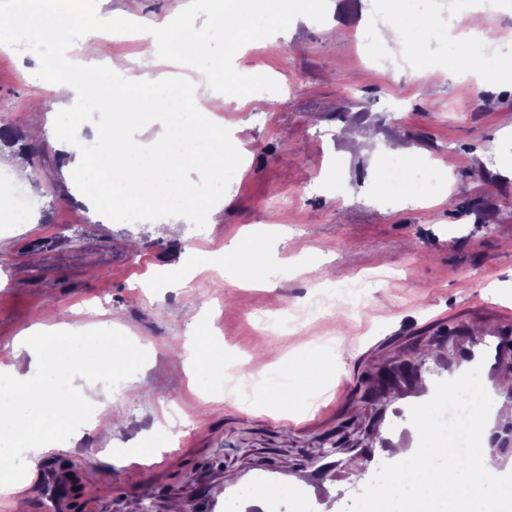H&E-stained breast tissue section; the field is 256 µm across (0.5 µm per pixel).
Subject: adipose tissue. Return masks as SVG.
<instances>
[{"mask_svg": "<svg viewBox=\"0 0 512 512\" xmlns=\"http://www.w3.org/2000/svg\"><path fill=\"white\" fill-rule=\"evenodd\" d=\"M408 3L409 0H379L381 11L391 15L394 23L376 32L375 45L382 50L392 41H401L406 56L421 63L426 57L424 32L430 20L412 16ZM39 4L37 22L25 27H1L0 42H23L34 49L47 44L58 55L67 57L66 67L54 69L46 77L55 97L69 107L65 121L56 130L55 141L62 156L82 152L79 174L98 209L110 217L147 212L163 204L155 191L161 179H173L189 165L214 172L223 170L227 161L223 153L204 155L199 151L201 141L217 144L224 140V126L214 119L215 113L224 109V95L212 89V76L194 68L203 49V36H189L183 28L170 23L140 31V38L165 45L166 54L144 52L131 67L114 73L103 64L102 41L103 31L116 24L112 16L89 21L84 0H39ZM205 9L208 17L223 21L224 50L229 54L238 52L243 36L260 34L259 29L245 26L246 16L263 14L271 25L288 21L285 0H207ZM77 30L83 31L84 36L76 43L71 36ZM171 66L183 70L186 78L204 89L195 102L197 120L183 125L177 133L178 148H171L167 139H160L152 150L153 163L140 165L136 162L142 154L138 141L126 138L117 147L100 143L99 130L86 121L85 111L91 108L109 116L112 100L103 95V86L114 83L128 90L131 106L124 110L120 122L121 127L127 128L137 124L141 102H148L152 111H165L171 99L167 72ZM103 168L121 176V190L111 189L98 178L97 173Z\"/></svg>", "mask_w": 512, "mask_h": 512, "instance_id": "obj_1", "label": "adipose tissue"}]
</instances>
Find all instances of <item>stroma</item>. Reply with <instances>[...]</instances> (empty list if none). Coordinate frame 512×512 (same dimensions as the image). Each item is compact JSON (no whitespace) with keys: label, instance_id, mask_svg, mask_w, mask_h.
<instances>
[{"label":"stroma","instance_id":"35a3bbf8","mask_svg":"<svg viewBox=\"0 0 512 512\" xmlns=\"http://www.w3.org/2000/svg\"><path fill=\"white\" fill-rule=\"evenodd\" d=\"M377 7L290 0L287 24L252 40L249 55H225L213 31L203 64L238 74L223 85V149L235 162L218 175L180 172L217 211L176 240L154 232L165 212L105 219L84 202L54 147L47 52L0 45V122L27 133L41 100L45 145L23 186L27 222L0 223V368L35 373L22 335L49 306L58 325L118 329L148 354L115 390L75 380L93 401L89 421L64 450L26 452V476L0 487L7 507L43 512L38 475L53 459L77 480L70 512H205L223 492L248 497L257 472L273 475L280 501L308 484L342 512L400 445L390 420L434 373L461 369L472 338L502 351L483 384L512 392V323L487 308L512 306V78L494 87V107L473 106L448 76V43L420 70H370L351 37ZM86 10L144 26L178 20L191 36L205 18L198 0H86ZM387 159L456 168L388 196ZM274 195L289 207L269 206ZM255 238L270 251L261 279L245 284L225 254ZM363 277L375 286L346 311L338 287ZM262 316L278 320V336L257 332ZM200 325L214 366L194 384L178 351ZM298 362L318 381L296 379ZM407 362L424 363L421 380L379 394L378 371ZM289 389L301 395L293 410L277 400ZM137 448L156 461H134Z\"/></svg>","mask_w":512,"mask_h":512}]
</instances>
